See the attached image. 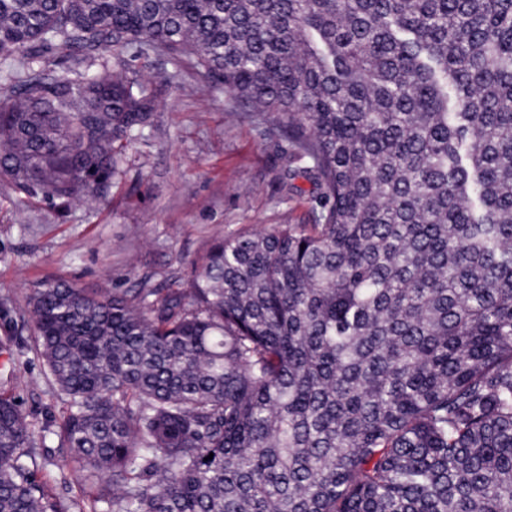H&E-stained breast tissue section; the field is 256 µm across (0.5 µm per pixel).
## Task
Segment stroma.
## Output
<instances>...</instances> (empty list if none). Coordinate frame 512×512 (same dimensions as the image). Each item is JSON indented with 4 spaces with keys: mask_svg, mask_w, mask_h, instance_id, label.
<instances>
[{
    "mask_svg": "<svg viewBox=\"0 0 512 512\" xmlns=\"http://www.w3.org/2000/svg\"><path fill=\"white\" fill-rule=\"evenodd\" d=\"M155 92L154 120L125 155V173L100 202L57 210L43 198H22L0 181V296L17 300L48 277L80 288L126 290L144 276L159 284L189 271L211 237L281 224H308L316 205L310 182L288 175L287 138L271 122L227 116L228 98L186 95L190 71L162 59L134 64ZM8 387L35 426L57 416V402L30 328L17 326ZM50 457L37 475L64 500L92 494L65 449L47 437L35 449Z\"/></svg>",
    "mask_w": 512,
    "mask_h": 512,
    "instance_id": "stroma-1",
    "label": "stroma"
}]
</instances>
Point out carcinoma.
<instances>
[{"mask_svg": "<svg viewBox=\"0 0 512 512\" xmlns=\"http://www.w3.org/2000/svg\"><path fill=\"white\" fill-rule=\"evenodd\" d=\"M47 54L77 77L0 95L20 193L109 187L154 55L273 118L319 210L160 284L0 299L95 487L37 480L45 436L3 391L0 512H512V0H0V59Z\"/></svg>", "mask_w": 512, "mask_h": 512, "instance_id": "cac0c4a2", "label": "carcinoma"}]
</instances>
